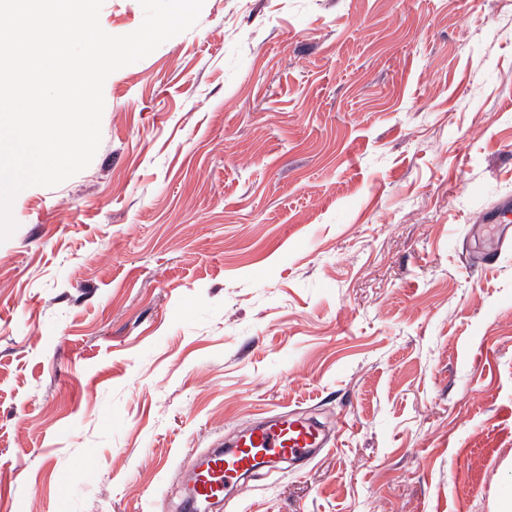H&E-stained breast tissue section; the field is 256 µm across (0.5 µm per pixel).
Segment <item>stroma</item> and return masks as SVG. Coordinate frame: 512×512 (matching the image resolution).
<instances>
[{
	"label": "stroma",
	"mask_w": 512,
	"mask_h": 512,
	"mask_svg": "<svg viewBox=\"0 0 512 512\" xmlns=\"http://www.w3.org/2000/svg\"><path fill=\"white\" fill-rule=\"evenodd\" d=\"M103 95L0 244V512H182L216 440L298 407L336 447L215 512H500L512 0H205Z\"/></svg>",
	"instance_id": "obj_1"
}]
</instances>
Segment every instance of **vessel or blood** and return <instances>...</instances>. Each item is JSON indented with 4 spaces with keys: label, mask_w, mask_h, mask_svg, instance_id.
<instances>
[{
    "label": "vessel or blood",
    "mask_w": 512,
    "mask_h": 512,
    "mask_svg": "<svg viewBox=\"0 0 512 512\" xmlns=\"http://www.w3.org/2000/svg\"><path fill=\"white\" fill-rule=\"evenodd\" d=\"M320 425L298 412L270 417L266 424L239 434L232 448L215 451L188 480L200 502L222 499L244 473L272 470L280 463L307 457L312 449L331 447Z\"/></svg>",
    "instance_id": "b4317fda"
}]
</instances>
